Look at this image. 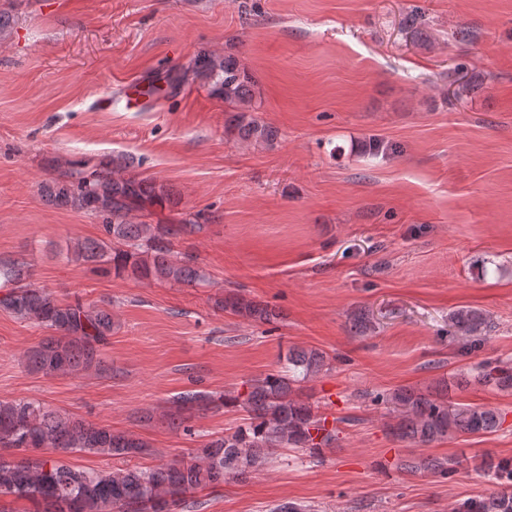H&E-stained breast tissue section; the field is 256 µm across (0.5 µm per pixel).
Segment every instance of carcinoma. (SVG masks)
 I'll list each match as a JSON object with an SVG mask.
<instances>
[{
  "instance_id": "cac0c4a2",
  "label": "carcinoma",
  "mask_w": 512,
  "mask_h": 512,
  "mask_svg": "<svg viewBox=\"0 0 512 512\" xmlns=\"http://www.w3.org/2000/svg\"><path fill=\"white\" fill-rule=\"evenodd\" d=\"M214 86L224 104L235 109L225 132L243 141L268 144L272 128L252 116L254 81L234 60L212 52L198 53L183 71L168 75L176 87L189 78ZM43 197L56 208L83 210L100 221L102 237L78 240L65 259L97 273L123 274L134 280L195 284L204 278L196 258L175 250V240L202 231L210 218L197 213L184 224H146L133 221L143 203L178 204L153 180L128 176L104 163L91 172L68 170L43 185ZM29 264L0 261V310L51 332L27 352L28 366L49 376L105 373V349L112 336V311L80 299L61 301L42 288L21 285ZM216 306L249 322L270 323L279 313L240 292L229 291ZM492 328L483 311L460 307L448 315V333L466 350L484 344ZM327 366L318 349H292L288 368L250 380L244 395L230 397L249 413V425L212 439L170 464L153 468L81 469L66 456L80 451L106 458H132L150 453V445L128 432H114L31 400H0V497L35 503V512H185L197 502L199 490L215 488L228 479L258 471L282 448L316 456L333 448L340 430L314 411L299 384ZM475 380L502 391L512 390V365L481 362ZM385 402L395 412L390 434L415 447L429 446L452 435H484L499 431L506 414L485 404L455 402L446 394H425L415 388L394 390ZM224 404V397L205 390L174 396L163 420L186 436L196 434L197 414ZM23 452L11 458L6 450ZM461 461L418 457L405 460L408 473L450 475ZM478 469L490 488L466 499L452 512H512V458L482 457Z\"/></svg>"
}]
</instances>
